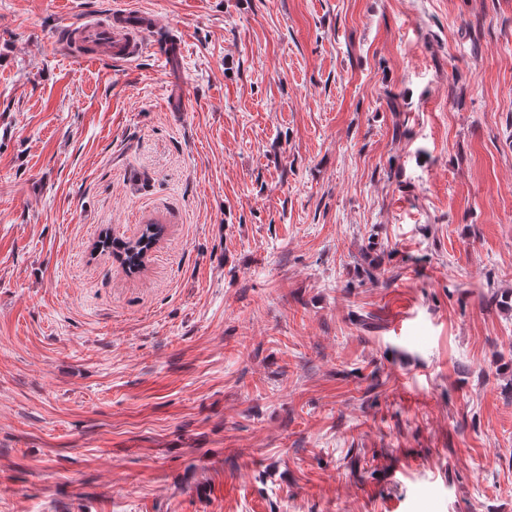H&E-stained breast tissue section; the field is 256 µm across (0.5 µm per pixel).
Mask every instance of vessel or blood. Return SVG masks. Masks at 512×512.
<instances>
[{
    "mask_svg": "<svg viewBox=\"0 0 512 512\" xmlns=\"http://www.w3.org/2000/svg\"><path fill=\"white\" fill-rule=\"evenodd\" d=\"M155 27L150 13L113 6L100 17H85L72 22V43L67 51L70 55L92 62L123 61L139 59L153 44L149 38ZM167 59L179 57L183 52L181 40H164L154 44Z\"/></svg>",
    "mask_w": 512,
    "mask_h": 512,
    "instance_id": "vessel-or-blood-1",
    "label": "vessel or blood"
}]
</instances>
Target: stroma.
<instances>
[{
  "mask_svg": "<svg viewBox=\"0 0 512 512\" xmlns=\"http://www.w3.org/2000/svg\"><path fill=\"white\" fill-rule=\"evenodd\" d=\"M134 2L0 0V512H512V0ZM155 27L150 13L115 5L108 14L81 18L64 28L72 31V44L66 51L92 62H134L152 44L149 38ZM153 226H156L157 231H151ZM161 230V225L147 224L141 235L134 241H120L106 234L105 240H99L98 243L102 244V251L112 249V253L120 257L125 269L129 273H135L143 266L148 252L157 243Z\"/></svg>",
  "mask_w": 512,
  "mask_h": 512,
  "instance_id": "35a3bbf8",
  "label": "stroma"
}]
</instances>
